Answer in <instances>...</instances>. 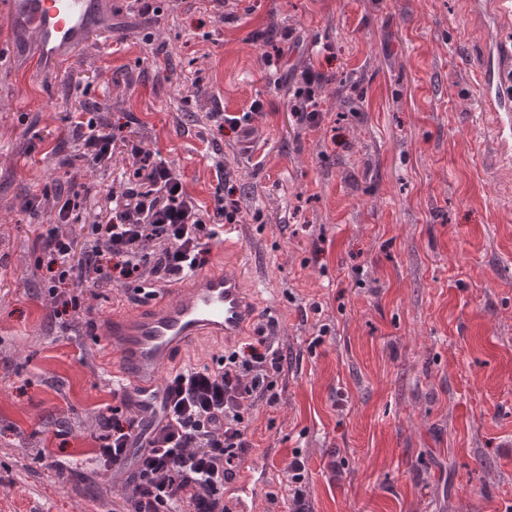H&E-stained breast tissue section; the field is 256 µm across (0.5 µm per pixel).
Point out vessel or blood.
I'll use <instances>...</instances> for the list:
<instances>
[{"label": "vessel or blood", "instance_id": "1", "mask_svg": "<svg viewBox=\"0 0 512 512\" xmlns=\"http://www.w3.org/2000/svg\"><path fill=\"white\" fill-rule=\"evenodd\" d=\"M103 6V0H13L12 11L28 21L44 60L53 62L101 25ZM473 13L481 20L512 14V0H474ZM476 75L482 108L496 115L499 154L511 163L512 50L492 47ZM255 324V296L239 274L199 271L156 289L136 307L118 302L104 323L112 353L101 364L130 391L152 390L177 367L188 342L214 336L229 345L250 335ZM269 486V472L255 458L241 464L224 495L233 512H253Z\"/></svg>", "mask_w": 512, "mask_h": 512}]
</instances>
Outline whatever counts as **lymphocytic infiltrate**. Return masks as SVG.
<instances>
[{
	"label": "lymphocytic infiltrate",
	"mask_w": 512,
	"mask_h": 512,
	"mask_svg": "<svg viewBox=\"0 0 512 512\" xmlns=\"http://www.w3.org/2000/svg\"><path fill=\"white\" fill-rule=\"evenodd\" d=\"M69 135L82 161L99 168L110 164L114 140L93 113L71 118ZM127 150L133 177L122 190L108 193L106 220L88 226L80 261L72 259V239L58 230L76 202L66 195L56 203L58 224L46 230L43 248L50 257V293L63 308L82 305L79 296L64 292L70 282L104 288L148 274L167 283L195 272L204 265L206 241L239 221L232 198H220L213 212H204L159 152L133 142ZM287 363L259 326L246 349L177 371L161 393L155 422L146 421L129 392L113 389L119 404L101 418L95 461L106 469L133 461V489L124 497L123 512H231L224 485L253 448L246 411L277 403L276 386ZM134 447L139 453L133 458Z\"/></svg>",
	"instance_id": "lymphocytic-infiltrate-1"
}]
</instances>
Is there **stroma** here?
<instances>
[{
  "instance_id": "35a3bbf8",
  "label": "stroma",
  "mask_w": 512,
  "mask_h": 512,
  "mask_svg": "<svg viewBox=\"0 0 512 512\" xmlns=\"http://www.w3.org/2000/svg\"><path fill=\"white\" fill-rule=\"evenodd\" d=\"M0 0V512H122L129 468L93 462L112 401L103 323L136 283L47 292L40 235L85 247L132 158L77 159L67 118L96 102L117 138L159 150L213 209L223 157L240 210L207 269L258 291L291 367L251 410L272 477L256 512H288L301 454L312 512H512V166L474 74L486 45L469 0H161L160 22L106 0V19L50 68ZM288 29L280 69L269 32ZM324 120L289 91L306 69ZM207 87L193 94V81ZM261 111L251 112L253 101ZM250 112L241 131L208 112ZM329 331L310 347L321 325ZM63 471L48 469L52 460ZM325 79L321 72L308 71L302 78L298 87L293 90L292 97L295 114L301 122H306L311 127H319L322 122V112L318 109L316 102V89Z\"/></svg>"
}]
</instances>
